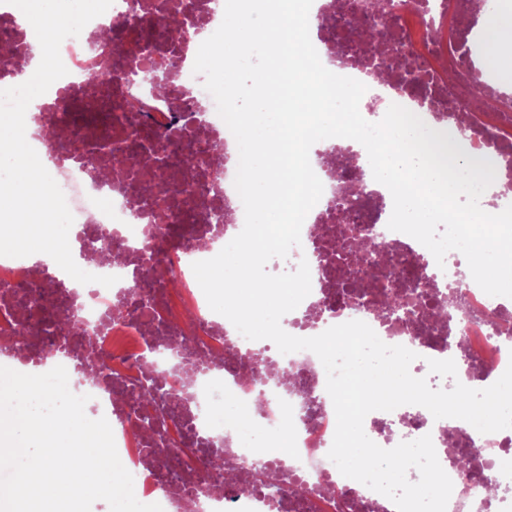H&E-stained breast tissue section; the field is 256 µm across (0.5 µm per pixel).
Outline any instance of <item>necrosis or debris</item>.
<instances>
[{"mask_svg": "<svg viewBox=\"0 0 512 512\" xmlns=\"http://www.w3.org/2000/svg\"><path fill=\"white\" fill-rule=\"evenodd\" d=\"M465 10L464 0H433L426 15L414 0H393L392 30L416 68L383 82L361 109L381 117L395 103L419 113L464 155L491 161L496 181L512 187V108L469 105L475 89L497 76L473 66L483 41L463 28ZM223 15L220 0H114L62 42L68 73L42 108L65 134H36V148L54 163L86 272L117 281L80 286L66 272L41 273L27 258L0 256V366L25 373L73 362L81 375L72 392L89 396L97 416L111 422L140 502L163 512H396L390 499L329 460L336 414L317 355H284L272 341L246 339L210 309L193 273V263L216 256L245 220L234 186L237 142L204 75L193 70L195 36L217 29ZM35 40L19 8L0 0V45L21 50ZM149 68L167 71L163 92L130 81V73ZM105 70L111 84L92 89ZM360 156L343 141L310 149L324 191L283 263L293 271L308 262L311 292L282 328L306 338L360 320L384 343L416 353L413 376L445 390L458 382L492 385L512 363V298L483 292L462 253L449 252L440 267L414 238L388 229L392 201L384 185H370ZM130 157L161 173L151 191L122 167ZM105 227L120 242L114 261L92 243ZM157 247L165 288L140 283V257ZM43 293L88 332L106 374L60 342L55 327L18 308L20 295L33 301ZM418 295L427 312L398 320L386 309L389 298ZM432 359L454 360L456 378H436ZM147 381L167 399L145 426L134 397ZM363 427L385 449L431 436L453 483L446 512H512V429L483 434L460 419H434L419 405L371 412ZM155 442L180 449V457L159 461Z\"/></svg>", "mask_w": 512, "mask_h": 512, "instance_id": "4bbe7bcc", "label": "necrosis or debris"}]
</instances>
